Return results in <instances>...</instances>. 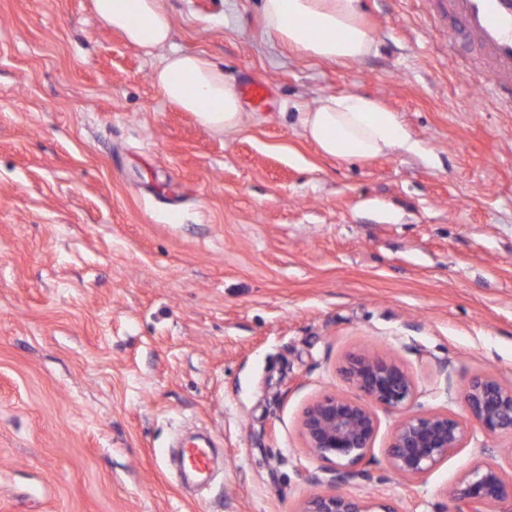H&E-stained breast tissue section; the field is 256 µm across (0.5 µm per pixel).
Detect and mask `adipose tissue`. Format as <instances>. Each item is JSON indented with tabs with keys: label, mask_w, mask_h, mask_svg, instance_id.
<instances>
[{
	"label": "adipose tissue",
	"mask_w": 512,
	"mask_h": 512,
	"mask_svg": "<svg viewBox=\"0 0 512 512\" xmlns=\"http://www.w3.org/2000/svg\"><path fill=\"white\" fill-rule=\"evenodd\" d=\"M96 15L137 48L162 51L153 81L168 103L198 123L230 135L244 124L234 84L207 57L172 49V26L164 0H92ZM265 34L301 55L356 62L370 56L375 41L362 0H260ZM304 137L325 156L369 159L398 149L416 150L399 116L377 101L351 94L321 97L299 115Z\"/></svg>",
	"instance_id": "ef3b65f1"
}]
</instances>
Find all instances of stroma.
Listing matches in <instances>:
<instances>
[{
  "label": "stroma",
  "mask_w": 512,
  "mask_h": 512,
  "mask_svg": "<svg viewBox=\"0 0 512 512\" xmlns=\"http://www.w3.org/2000/svg\"><path fill=\"white\" fill-rule=\"evenodd\" d=\"M364 4L377 50L344 65L270 41L258 0H166L178 48L272 89L224 136L92 0H0V512H297L328 467L302 413L350 393L348 355L398 360L419 412L464 414L478 373L512 384V112L449 60L469 47L438 0ZM339 93L419 151L322 156L298 114ZM377 414L351 496L449 512L476 462L512 473V438L474 425L401 479V414ZM196 430L221 458L191 492L166 450Z\"/></svg>",
  "instance_id": "stroma-1"
}]
</instances>
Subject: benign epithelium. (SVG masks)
<instances>
[{"mask_svg":"<svg viewBox=\"0 0 512 512\" xmlns=\"http://www.w3.org/2000/svg\"><path fill=\"white\" fill-rule=\"evenodd\" d=\"M342 373L355 391L352 396L326 394L303 411L301 434L308 453L331 462L325 476L305 475L314 491L299 512H395L388 505L355 498L338 490L349 479L373 480L367 471H353L372 451L380 422L376 408L402 413L386 448L390 469L406 480L425 477L432 469L466 447L469 428L448 410H413L415 383L397 361L377 354H357L346 359ZM471 418L486 435H512V385L490 374L473 375L462 390ZM328 483L336 490L323 492ZM455 512H488L495 507L512 512V475L493 461L473 465L452 488Z\"/></svg>","mask_w":512,"mask_h":512,"instance_id":"1","label":"benign epithelium"}]
</instances>
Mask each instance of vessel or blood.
Masks as SVG:
<instances>
[{
  "label": "vessel or blood",
  "mask_w": 512,
  "mask_h": 512,
  "mask_svg": "<svg viewBox=\"0 0 512 512\" xmlns=\"http://www.w3.org/2000/svg\"><path fill=\"white\" fill-rule=\"evenodd\" d=\"M447 13L490 76L485 92L512 111V0H447Z\"/></svg>",
  "instance_id": "vessel-or-blood-1"
}]
</instances>
